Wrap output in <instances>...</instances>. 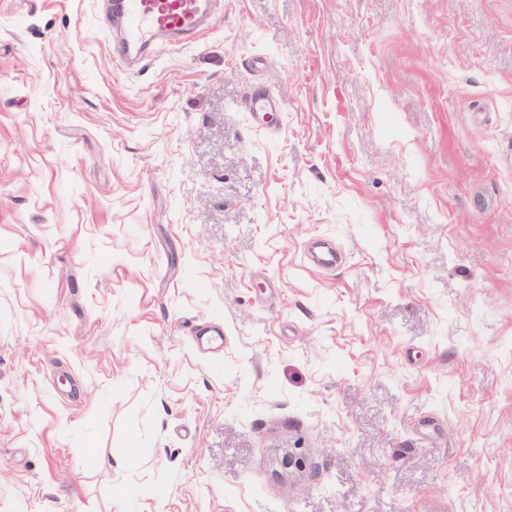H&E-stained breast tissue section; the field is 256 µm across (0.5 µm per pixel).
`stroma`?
<instances>
[{"instance_id":"obj_1","label":"stroma","mask_w":512,"mask_h":512,"mask_svg":"<svg viewBox=\"0 0 512 512\" xmlns=\"http://www.w3.org/2000/svg\"><path fill=\"white\" fill-rule=\"evenodd\" d=\"M111 2L0 0V512H512V0ZM207 9L208 0H117L121 30L117 59L127 64L133 53L140 54L163 32L199 35L205 29Z\"/></svg>"}]
</instances>
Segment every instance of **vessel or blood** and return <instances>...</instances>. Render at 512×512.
I'll return each instance as SVG.
<instances>
[{
  "mask_svg": "<svg viewBox=\"0 0 512 512\" xmlns=\"http://www.w3.org/2000/svg\"><path fill=\"white\" fill-rule=\"evenodd\" d=\"M207 9L208 0H116L121 30L117 59L128 63L132 54L141 53L163 32L199 35Z\"/></svg>",
  "mask_w": 512,
  "mask_h": 512,
  "instance_id": "b4317fda",
  "label": "vessel or blood"
}]
</instances>
